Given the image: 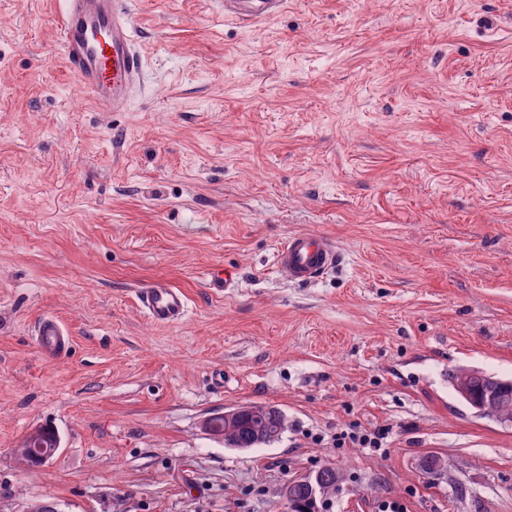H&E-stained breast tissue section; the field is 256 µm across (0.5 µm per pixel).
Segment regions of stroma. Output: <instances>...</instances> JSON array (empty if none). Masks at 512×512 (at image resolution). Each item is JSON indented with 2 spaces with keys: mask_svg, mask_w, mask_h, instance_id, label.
I'll use <instances>...</instances> for the list:
<instances>
[{
  "mask_svg": "<svg viewBox=\"0 0 512 512\" xmlns=\"http://www.w3.org/2000/svg\"><path fill=\"white\" fill-rule=\"evenodd\" d=\"M130 10L144 79L112 112L68 68L59 0H0V512H288L326 465L319 512H512V424L448 380L512 378V0ZM299 231L336 246L313 284L277 269ZM154 280L181 323L140 310ZM253 404L277 441L204 430ZM351 427L385 448L337 447ZM39 428L60 447L22 465ZM284 0H224V14L249 24L279 13ZM140 306L147 318L156 325L180 322L187 313L185 293L168 283L156 281L138 292ZM35 336L43 354L49 358H58L68 350L70 343L68 332L58 321L41 322ZM250 409L240 416L237 427L225 436L224 430L216 429L213 419H224L227 431L244 409L225 410L222 414L209 417L204 421V428L211 435L224 438V445L231 448H257L279 439L285 428V419L281 412L266 405H251Z\"/></svg>",
  "mask_w": 512,
  "mask_h": 512,
  "instance_id": "obj_1",
  "label": "stroma"
}]
</instances>
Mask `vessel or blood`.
Listing matches in <instances>:
<instances>
[{
  "label": "vessel or blood",
  "instance_id": "obj_1",
  "mask_svg": "<svg viewBox=\"0 0 512 512\" xmlns=\"http://www.w3.org/2000/svg\"><path fill=\"white\" fill-rule=\"evenodd\" d=\"M283 5L284 0H224V13L249 24L276 15ZM58 31L79 86L98 105L123 110L142 75L127 0H64ZM335 262L333 241L309 231L290 235L277 253L281 275L298 284L318 281ZM138 300L157 325L178 323L187 313L185 293L162 281L141 288ZM36 341L50 358L65 354L70 343L65 327L55 320L40 323Z\"/></svg>",
  "mask_w": 512,
  "mask_h": 512
}]
</instances>
